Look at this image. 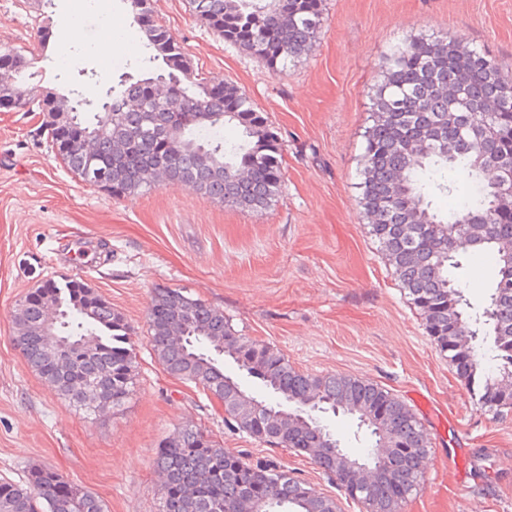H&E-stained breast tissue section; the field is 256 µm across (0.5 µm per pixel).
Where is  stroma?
Returning a JSON list of instances; mask_svg holds the SVG:
<instances>
[{
    "label": "stroma",
    "mask_w": 512,
    "mask_h": 512,
    "mask_svg": "<svg viewBox=\"0 0 512 512\" xmlns=\"http://www.w3.org/2000/svg\"><path fill=\"white\" fill-rule=\"evenodd\" d=\"M0 0V44L37 57L26 87L84 86L135 74L145 39L122 0ZM156 15L198 77L245 90L282 139V193L252 213L181 183L130 197L88 186L36 136V113L0 112V480L49 466L91 491L106 512H157L159 443L194 426L231 455L270 460L340 512H361L307 456L227 428L216 402L170 376L149 344L155 289L180 288L220 308L239 333L269 344L298 370L373 381L404 401L429 434L424 482L400 512H512V411L494 413L432 344L418 311L368 233L359 204L362 133L383 60L421 33H453L512 74V0H325L307 56L271 71L224 42L187 0H154ZM54 36L41 45L34 19ZM120 33L108 54L104 19ZM79 23L83 40L66 41ZM75 277L133 330V394L117 410L79 411L25 363L12 341L18 303L45 280ZM488 450L483 471L461 452Z\"/></svg>",
    "instance_id": "35a3bbf8"
}]
</instances>
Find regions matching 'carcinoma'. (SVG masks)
Returning a JSON list of instances; mask_svg holds the SVG:
<instances>
[{
    "mask_svg": "<svg viewBox=\"0 0 512 512\" xmlns=\"http://www.w3.org/2000/svg\"><path fill=\"white\" fill-rule=\"evenodd\" d=\"M146 39L142 64L164 73L104 93L59 94L35 102L15 75L32 64L23 50L0 45V102L15 112H42L38 133L62 134L58 153L86 181L106 171L116 196H134L160 179L184 182L227 206L262 212L280 197V136L266 113L228 83L195 77L191 61L159 23L153 0H122ZM325 0H188L191 11L224 41L274 71L306 56L322 25ZM363 133L359 203L368 233L394 269L430 340L479 401L497 412L512 397V193L499 184L512 165V75L462 38L419 34L395 47L370 95ZM181 131L169 133L174 118ZM237 127L240 139L224 140ZM468 172L469 200L441 217L430 191L451 190L448 175ZM489 253L496 278L482 311L472 314L455 270L460 254ZM150 345L171 376L224 403L230 428L297 452L345 482V460L386 449L384 474L355 501L374 512H399L420 486L419 460L430 447L410 408L372 381L297 370L278 350L234 330L224 311L179 288L157 289L148 309ZM493 335L491 351L476 343ZM13 341L28 367L91 415L132 394L137 363L121 313L76 279L49 280L22 300ZM236 367L261 389L249 397ZM353 417L368 431L358 455H336L340 439L328 413ZM164 482L158 512H339L336 500L288 475L274 462L229 455L203 431L182 427L159 444L154 460ZM0 512H106L94 493L54 469L34 467L25 481H0Z\"/></svg>",
    "mask_w": 512,
    "mask_h": 512,
    "instance_id": "cac0c4a2",
    "label": "carcinoma"
}]
</instances>
